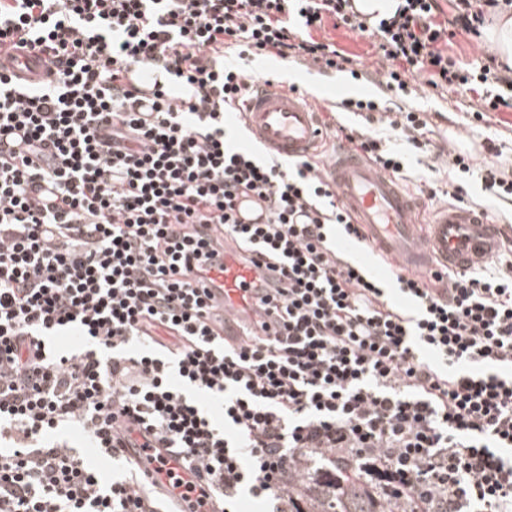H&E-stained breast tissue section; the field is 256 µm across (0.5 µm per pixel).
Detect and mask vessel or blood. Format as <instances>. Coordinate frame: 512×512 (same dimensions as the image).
I'll list each match as a JSON object with an SVG mask.
<instances>
[{
  "label": "vessel or blood",
  "instance_id": "1",
  "mask_svg": "<svg viewBox=\"0 0 512 512\" xmlns=\"http://www.w3.org/2000/svg\"><path fill=\"white\" fill-rule=\"evenodd\" d=\"M239 110L255 139L282 157L316 154L324 139L316 112L285 83L255 78ZM329 170L339 198L365 227L376 253L395 265L419 268L434 258L465 271L484 266L499 252L501 226L478 211L445 205L436 211L429 229L420 230L415 213L423 208V200L409 196L391 176L352 156L345 144H338ZM266 217L267 205L261 198H237L239 223L261 224ZM209 277L208 288L223 318L225 335H240L242 326L262 320L261 310L249 298L253 290L272 285L264 265L243 262L228 251L223 270L211 271ZM125 454L138 462L150 483L176 499L198 495V478L166 449L129 448Z\"/></svg>",
  "mask_w": 512,
  "mask_h": 512
}]
</instances>
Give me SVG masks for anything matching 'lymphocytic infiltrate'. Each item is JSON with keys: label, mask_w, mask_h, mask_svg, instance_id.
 Wrapping results in <instances>:
<instances>
[{"label": "lymphocytic infiltrate", "mask_w": 512, "mask_h": 512, "mask_svg": "<svg viewBox=\"0 0 512 512\" xmlns=\"http://www.w3.org/2000/svg\"><path fill=\"white\" fill-rule=\"evenodd\" d=\"M452 2L449 21L438 0H400L371 21L351 0H0V130H24L28 145L0 156V512H181L133 459L103 479L69 428L115 459L133 433L180 455L197 506L215 512H236L244 486L288 512L293 472L338 461L414 512H512V263L378 279L336 246L364 236L323 156L289 165L226 140L251 88L243 60L342 69L313 37L329 21L374 38L387 90L424 73L432 89L477 93L479 112L512 111L511 75L444 48L512 0ZM20 52L55 78L2 72ZM135 66L159 74L148 122L125 82ZM339 108L366 124L335 137L407 180L379 132L427 148L425 111ZM487 151L477 162L439 149L458 177L428 199L466 205L469 176L512 202L503 150ZM46 179L49 208L35 193ZM242 194L267 201V223L236 222ZM228 248L262 252L277 274L257 300L266 322L229 339L199 286ZM71 332L81 345L54 347Z\"/></svg>", "instance_id": "1"}]
</instances>
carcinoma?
I'll use <instances>...</instances> for the list:
<instances>
[{
  "instance_id": "obj_1",
  "label": "carcinoma",
  "mask_w": 512,
  "mask_h": 512,
  "mask_svg": "<svg viewBox=\"0 0 512 512\" xmlns=\"http://www.w3.org/2000/svg\"><path fill=\"white\" fill-rule=\"evenodd\" d=\"M385 499L368 484L344 478L335 467L301 468L291 512H383Z\"/></svg>"
}]
</instances>
